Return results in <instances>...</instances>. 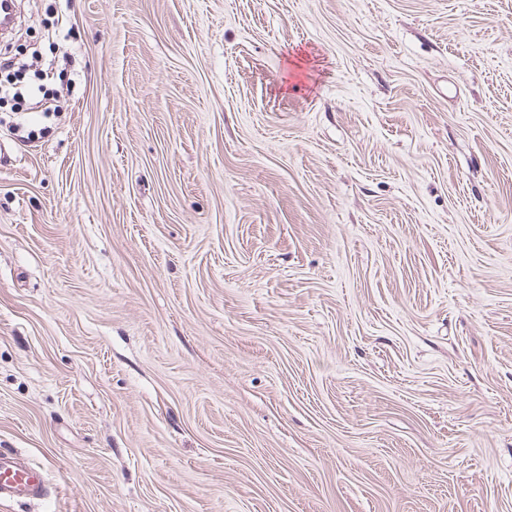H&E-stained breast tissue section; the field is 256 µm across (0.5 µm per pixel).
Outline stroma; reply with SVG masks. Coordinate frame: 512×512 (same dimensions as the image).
<instances>
[{
	"label": "stroma",
	"mask_w": 512,
	"mask_h": 512,
	"mask_svg": "<svg viewBox=\"0 0 512 512\" xmlns=\"http://www.w3.org/2000/svg\"><path fill=\"white\" fill-rule=\"evenodd\" d=\"M0 512H512V0H17ZM48 494L45 471L22 463L18 457L0 454V500L27 502Z\"/></svg>",
	"instance_id": "1"
}]
</instances>
